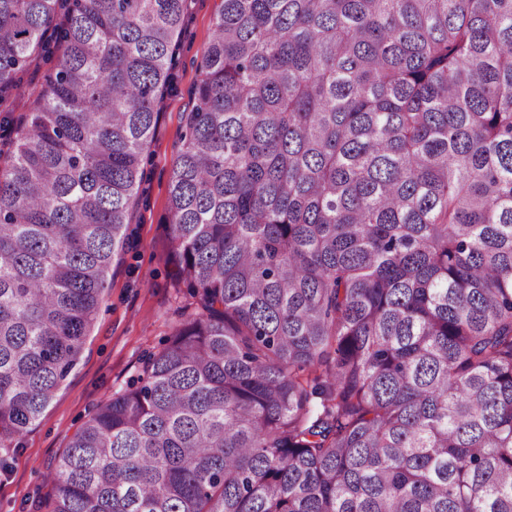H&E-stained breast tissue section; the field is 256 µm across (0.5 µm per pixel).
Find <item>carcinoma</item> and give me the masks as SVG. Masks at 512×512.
<instances>
[{
	"mask_svg": "<svg viewBox=\"0 0 512 512\" xmlns=\"http://www.w3.org/2000/svg\"><path fill=\"white\" fill-rule=\"evenodd\" d=\"M187 0H0V447L79 360ZM174 161L199 312L45 512H512V0H221ZM53 63V61L48 62L41 58L33 62L28 75L25 78L22 89L19 91L18 96L11 104V109L12 112H15V116L22 115L26 111V101L29 93L32 90L39 88L43 76L47 73L48 69L53 65ZM34 70H38V74L33 78L32 73Z\"/></svg>",
	"mask_w": 512,
	"mask_h": 512,
	"instance_id": "obj_1",
	"label": "carcinoma"
}]
</instances>
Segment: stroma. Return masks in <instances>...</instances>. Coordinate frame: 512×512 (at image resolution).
Returning <instances> with one entry per match:
<instances>
[{
	"instance_id": "obj_1",
	"label": "stroma",
	"mask_w": 512,
	"mask_h": 512,
	"mask_svg": "<svg viewBox=\"0 0 512 512\" xmlns=\"http://www.w3.org/2000/svg\"><path fill=\"white\" fill-rule=\"evenodd\" d=\"M219 2L189 0L178 37L177 90L164 98L156 135L143 154L148 201L133 210L129 231L134 245L119 256L78 365L19 446L0 448V512H32L55 458L91 408L126 388L149 357L164 348L174 326L197 311L186 286L172 275L168 195L184 114L192 107Z\"/></svg>"
}]
</instances>
